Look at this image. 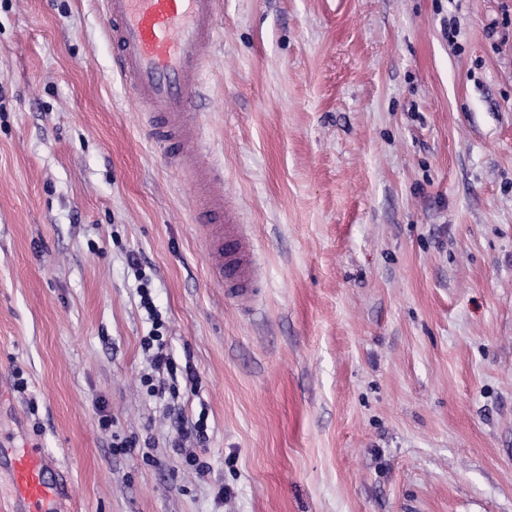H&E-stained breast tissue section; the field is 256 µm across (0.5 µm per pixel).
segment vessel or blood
Here are the masks:
<instances>
[{
	"label": "vessel or blood",
	"mask_w": 512,
	"mask_h": 512,
	"mask_svg": "<svg viewBox=\"0 0 512 512\" xmlns=\"http://www.w3.org/2000/svg\"><path fill=\"white\" fill-rule=\"evenodd\" d=\"M103 10L116 67L149 113L157 139L174 156L197 155L199 133L189 116L216 33V0H103ZM195 194L200 211L217 213L224 223L223 234L213 236L207 247L209 268L230 294L246 296L256 276L251 248L242 241L225 249V237L236 234L232 215L208 184L197 185ZM10 473L15 501L24 512H56L60 488L40 452L14 455Z\"/></svg>",
	"instance_id": "1"
}]
</instances>
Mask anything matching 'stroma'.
Returning a JSON list of instances; mask_svg holds the SVG:
<instances>
[{"mask_svg":"<svg viewBox=\"0 0 512 512\" xmlns=\"http://www.w3.org/2000/svg\"><path fill=\"white\" fill-rule=\"evenodd\" d=\"M218 26L197 120L247 304L97 0H0V448L57 464L59 512H512V0H220ZM134 256L198 373L203 476L143 384ZM195 194L199 202V213L214 212L220 215L218 223L224 221V234L237 237L233 216L222 204L221 196L211 192L207 183L197 185ZM224 234L212 235L206 256L212 273L224 282V288L237 297H246L256 276V267L250 246L239 240L237 246L224 250Z\"/></svg>","mask_w":512,"mask_h":512,"instance_id":"stroma-1","label":"stroma"}]
</instances>
